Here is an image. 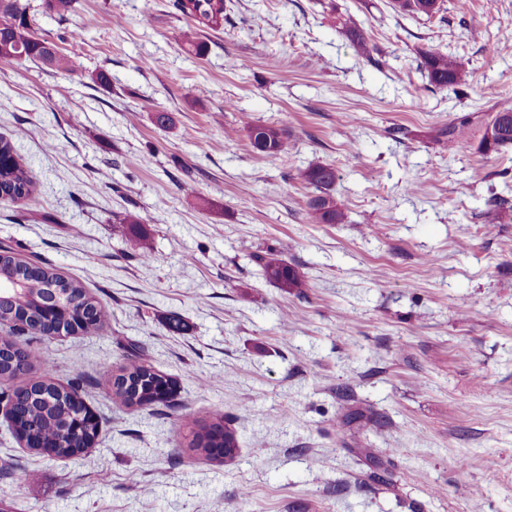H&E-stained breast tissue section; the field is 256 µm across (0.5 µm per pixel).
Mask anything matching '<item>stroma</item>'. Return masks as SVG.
<instances>
[{"label": "stroma", "mask_w": 512, "mask_h": 512, "mask_svg": "<svg viewBox=\"0 0 512 512\" xmlns=\"http://www.w3.org/2000/svg\"><path fill=\"white\" fill-rule=\"evenodd\" d=\"M21 3L72 67L0 60V136L36 182L0 199V248L75 278L110 319L29 345L26 380L83 378L100 424L85 456L24 448L0 401L12 512H512V206L495 204L512 202V148H478L512 108V0L430 17L224 0L199 54L175 0ZM429 47L466 63L463 91L430 84ZM464 117V140L437 138ZM248 121L285 129L287 153L254 151ZM313 164L335 169L345 223H310ZM269 253L302 287L266 278ZM138 358L177 380L173 405L111 392ZM219 419L238 447L215 460L191 441Z\"/></svg>", "instance_id": "1"}]
</instances>
